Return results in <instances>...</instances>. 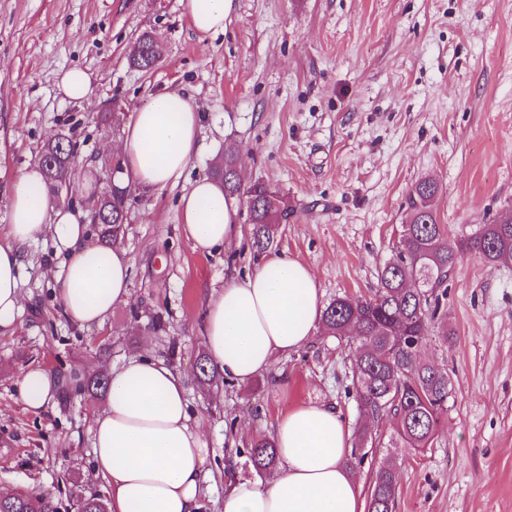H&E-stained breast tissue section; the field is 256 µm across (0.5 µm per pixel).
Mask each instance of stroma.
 <instances>
[{
	"mask_svg": "<svg viewBox=\"0 0 512 512\" xmlns=\"http://www.w3.org/2000/svg\"><path fill=\"white\" fill-rule=\"evenodd\" d=\"M230 2L223 32L201 42L182 0H0V185L61 134L76 142L77 165L101 169L132 113L160 95L189 96L202 114L179 182L135 191L120 240L130 299L102 325L79 328L59 308L63 256L51 235L25 249L21 324L0 335V487L46 495L57 512H76L78 495L109 493L94 475L90 433L105 396L78 379L145 351L187 375L210 469L200 512H222L232 482L257 479L243 450L294 405L323 401L350 431H393L391 417L370 419L356 400L349 345L320 332L251 387L200 383L203 303L261 258L250 237L202 253L180 229L181 194L226 150L237 151L242 187L262 183L287 201L268 253L306 264L325 305L376 287L422 179L438 185L450 238L512 209V0ZM145 32L162 49L148 71L130 62ZM74 67L92 80L82 101L58 87ZM115 103L117 129L100 121ZM441 290L451 336L423 352L454 386L440 435L420 450L367 449L354 472L369 488L392 458L395 512H512V266L465 254ZM32 366L63 381L38 414L15 385Z\"/></svg>",
	"mask_w": 512,
	"mask_h": 512,
	"instance_id": "1",
	"label": "stroma"
}]
</instances>
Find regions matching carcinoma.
<instances>
[{
    "instance_id": "carcinoma-1",
    "label": "carcinoma",
    "mask_w": 512,
    "mask_h": 512,
    "mask_svg": "<svg viewBox=\"0 0 512 512\" xmlns=\"http://www.w3.org/2000/svg\"><path fill=\"white\" fill-rule=\"evenodd\" d=\"M148 57L134 56L132 64L149 70L158 61L152 37H141ZM77 144L63 135L53 146L43 145L39 161L46 187L61 185L74 170ZM224 184L227 198L244 196L250 213L252 245L267 250L276 240L279 218L285 210L263 185L255 184L241 191L235 168V153L224 156L215 172ZM437 183L420 181L410 196L409 222L403 225L401 247L378 274L373 293L336 298L323 311L322 324L329 336L352 339L356 372L354 391L358 402L372 417L389 415L394 421L389 447L404 445L425 448L439 435L448 412V398L453 384L447 369L421 358L432 329L436 339L448 343V326L439 321L440 297L436 289L448 278L466 252H474L493 267L512 264V212L489 224H482L472 234L456 241L449 239L444 225L438 223L434 198ZM128 204L124 192L94 201L90 222L103 245H112L125 234ZM371 430L357 434V448L350 458L361 463L357 449L378 446ZM257 471H269L277 462L273 441L260 437L246 449ZM398 473L391 459L378 466L367 500V512H395ZM103 496L91 493L80 497L79 512H105ZM0 512H56L52 503L33 492L0 499Z\"/></svg>"
}]
</instances>
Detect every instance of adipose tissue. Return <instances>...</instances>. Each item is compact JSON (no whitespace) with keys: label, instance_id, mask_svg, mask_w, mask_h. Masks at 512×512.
<instances>
[{"label":"adipose tissue","instance_id":"adipose-tissue-1","mask_svg":"<svg viewBox=\"0 0 512 512\" xmlns=\"http://www.w3.org/2000/svg\"><path fill=\"white\" fill-rule=\"evenodd\" d=\"M198 39L224 30L228 0H182ZM201 114L177 93L137 109L118 147L117 179L162 189L183 173L197 150ZM9 222L0 237V334L21 323L25 246L49 234L65 260L56 276L65 316L101 325L130 297V259L118 245L105 248L86 235L87 212L53 204L42 169L30 163L4 188ZM185 238L208 252L240 241L242 228L220 181L197 179L180 199ZM320 293L310 269L289 256L265 259L209 295L200 332L208 361L238 385L249 386L283 356L301 349L317 330ZM185 373L149 354L113 368L108 396L90 426L94 474L110 489V512H200L208 489V449L186 395ZM28 411H44L58 377L31 367L17 380ZM278 464L259 481L236 480L223 512H363L361 486L345 465L352 448L340 413L323 403L294 406L275 421Z\"/></svg>","mask_w":512,"mask_h":512}]
</instances>
